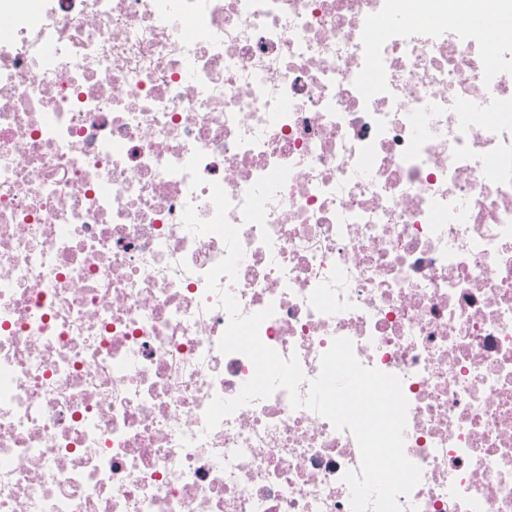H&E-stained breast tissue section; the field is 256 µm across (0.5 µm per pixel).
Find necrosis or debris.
<instances>
[{"label":"necrosis or debris","mask_w":512,"mask_h":512,"mask_svg":"<svg viewBox=\"0 0 512 512\" xmlns=\"http://www.w3.org/2000/svg\"><path fill=\"white\" fill-rule=\"evenodd\" d=\"M215 182L262 342L401 378L405 512H512V26L457 0H0V512H351L285 390L205 428Z\"/></svg>","instance_id":"necrosis-or-debris-1"}]
</instances>
